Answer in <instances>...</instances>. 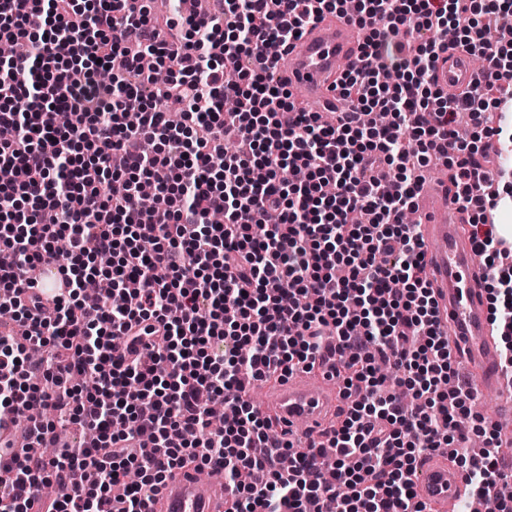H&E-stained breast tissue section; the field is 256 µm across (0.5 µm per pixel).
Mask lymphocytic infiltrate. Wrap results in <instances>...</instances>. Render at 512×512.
<instances>
[{
    "mask_svg": "<svg viewBox=\"0 0 512 512\" xmlns=\"http://www.w3.org/2000/svg\"><path fill=\"white\" fill-rule=\"evenodd\" d=\"M356 2L223 0L212 20L161 24L142 0H0V41L31 49L0 61V167L13 173L0 186V309L25 327L0 336V424L25 417L40 446L60 422L92 436L1 468L0 512H151L175 470L213 464L227 512H422L410 505L417 465L441 448L474 494L504 480L495 425L452 379L425 243L401 217L422 186L417 165L444 157L512 376V241L496 228L512 168L490 190L458 129L465 113L512 147V45L495 37L512 0ZM327 15L366 33L335 84L352 108L332 121L295 106L267 51ZM453 47L485 65L450 95L435 73ZM144 54L167 66L163 89L150 91ZM60 111L76 122L60 128ZM293 167L306 179L284 183ZM115 180L125 191L103 194ZM148 186L166 210L141 209ZM356 208L366 223H351ZM271 211L281 223L263 226ZM215 212L223 223H209ZM62 241L68 288L45 313L22 296ZM102 253L124 306L83 296V264ZM326 354L355 395L344 418L299 450L270 438L246 383ZM379 362L410 406L383 391ZM202 391L235 408L224 431H211Z\"/></svg>",
    "mask_w": 512,
    "mask_h": 512,
    "instance_id": "lymphocytic-infiltrate-1",
    "label": "lymphocytic infiltrate"
}]
</instances>
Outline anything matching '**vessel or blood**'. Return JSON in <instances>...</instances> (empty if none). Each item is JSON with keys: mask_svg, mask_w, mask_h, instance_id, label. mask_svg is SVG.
Here are the masks:
<instances>
[{"mask_svg": "<svg viewBox=\"0 0 512 512\" xmlns=\"http://www.w3.org/2000/svg\"><path fill=\"white\" fill-rule=\"evenodd\" d=\"M365 33L344 19H325L309 25L283 50V74L293 101L310 112L338 110L331 85L342 65L353 62ZM439 85L456 93L477 78L470 56L462 51L449 55L437 72ZM415 210L429 244L425 253L434 297L443 323L452 331L458 360L474 367L475 396L493 393L503 383L499 341L488 317L481 286L487 271L480 264L468 236L456 218L458 205L445 187L430 186L419 192ZM350 403L339 390L329 388L321 374L293 375L280 385L264 407L276 418L279 430L290 439L313 443L321 438L327 421L344 416ZM466 474L447 457L433 455L421 461L415 479V499L427 512H448L467 489ZM224 471L211 466L205 480L178 470L156 495L162 512H218L224 503Z\"/></svg>", "mask_w": 512, "mask_h": 512, "instance_id": "b4317fda", "label": "vessel or blood"}]
</instances>
